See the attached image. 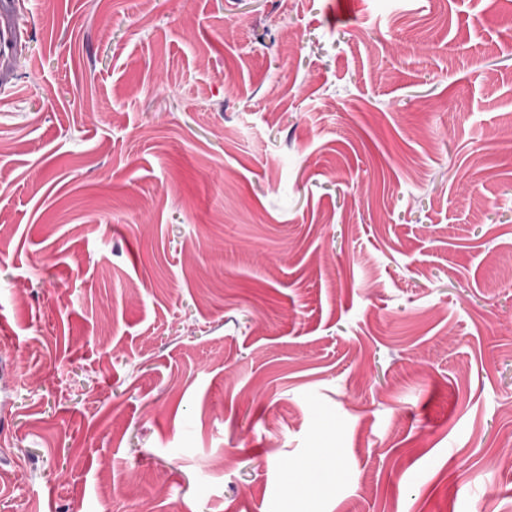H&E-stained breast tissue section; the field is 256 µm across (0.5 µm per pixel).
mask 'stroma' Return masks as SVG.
<instances>
[{
    "label": "stroma",
    "instance_id": "stroma-1",
    "mask_svg": "<svg viewBox=\"0 0 512 512\" xmlns=\"http://www.w3.org/2000/svg\"><path fill=\"white\" fill-rule=\"evenodd\" d=\"M510 272L512 0H0V512H512Z\"/></svg>",
    "mask_w": 512,
    "mask_h": 512
}]
</instances>
